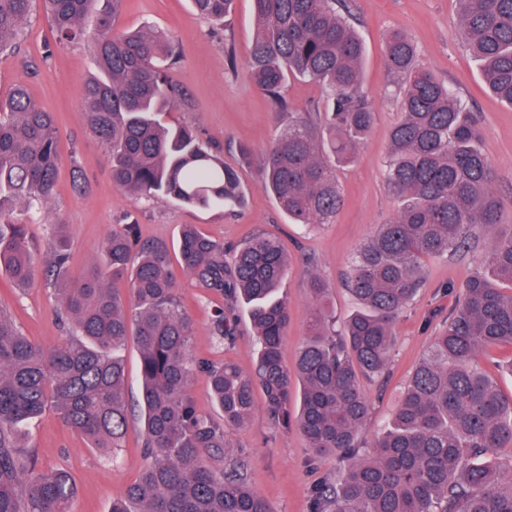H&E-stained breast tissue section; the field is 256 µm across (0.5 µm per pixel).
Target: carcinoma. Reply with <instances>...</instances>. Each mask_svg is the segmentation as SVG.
I'll return each instance as SVG.
<instances>
[{"mask_svg":"<svg viewBox=\"0 0 512 512\" xmlns=\"http://www.w3.org/2000/svg\"><path fill=\"white\" fill-rule=\"evenodd\" d=\"M97 2L41 0L57 44L94 49L99 75L84 86L82 112L107 151L115 188L201 208L242 205L237 171L199 130L162 122L182 96L172 78L174 44L151 26L115 30L121 0L87 29ZM191 2L201 18L222 21L235 0ZM252 2L256 28L246 62L277 124L257 159L259 183L289 223L330 224L343 204L336 171L356 162L376 118L349 0ZM458 2V34L483 84L512 106V0ZM34 3L0 0L1 57L17 48ZM384 55L402 112L386 161L398 208L351 261L344 287L358 309L336 319L331 286L306 268L312 311L290 372L280 353L291 261L278 240L259 233L226 248L185 225L181 270L221 297L211 315L220 344H235L236 310L248 313L257 355L246 372L233 361L195 355L193 322L166 243L143 240L137 225L123 224L102 244L107 274L94 268L71 285L68 235L55 225L45 281L74 333L45 350L0 310V512H72L71 475L38 470L22 442V428L45 410L107 457L122 447L130 410L121 351L130 341L139 354L150 463L111 512H271L228 441L229 431L250 420L259 392L269 420L299 429L314 457L334 453L347 462L336 478L314 486L312 512H512V396L473 366L494 348L512 347V225L501 228L502 202L479 148L478 117L419 64L420 51L405 33H386ZM291 76L322 86V110L291 111L284 94ZM58 136L52 113L24 85L0 96V273L17 288L35 275L29 227L53 201ZM478 230L493 236L484 269L463 285L461 303L408 377L386 430L365 442L371 404L363 381L387 376L394 322L424 286V259L460 253ZM196 373L209 381L215 414L194 403ZM367 447L372 452L361 454Z\"/></svg>","mask_w":512,"mask_h":512,"instance_id":"carcinoma-1","label":"carcinoma"}]
</instances>
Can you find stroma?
<instances>
[{"label":"stroma","mask_w":512,"mask_h":512,"mask_svg":"<svg viewBox=\"0 0 512 512\" xmlns=\"http://www.w3.org/2000/svg\"><path fill=\"white\" fill-rule=\"evenodd\" d=\"M355 27L365 43L364 89L377 117L357 162L339 170L344 205L333 223L308 232L290 224L271 194L260 184L256 167L240 166V146L262 152L276 135L272 107L251 81L246 66L230 69L225 46L233 44L245 57L255 32L252 0H236L230 21L216 25L200 18L190 0H123L115 19L119 29L151 25L172 38L178 64L172 72L183 93L181 105L164 115L165 123L191 124L223 158L239 166L245 191L242 207L221 209L185 207L169 200H137L117 191L104 147L90 134L82 112V93L98 68L94 51L85 44L60 47L44 13H37L14 56L0 60V95L25 83L30 96L53 112L60 131V163L55 198L48 214L30 228L38 272L25 289L12 288L0 276V309L24 334L51 349L66 341L69 331L59 317L58 295L44 282L52 227L65 225L70 241V279L79 281L103 263L102 243L113 228L135 223L142 238L175 244L182 225L193 224L215 241L241 244L259 232L277 237L292 261L284 285L290 322L282 346V362L294 368L305 339L311 299L302 265L313 264L333 286L332 306L337 318L350 316L356 302L343 286L356 248L376 225L396 212L385 179L390 132L400 118L395 98L388 94L390 75L384 65L383 38L401 30L417 43L421 65L448 83L461 104L480 120L483 152L496 173L494 189L503 203L502 221L512 224V106L499 102L484 88L479 66L457 35L456 0H353ZM90 186L86 194L74 187L75 174ZM490 242L479 238L464 253L425 261L426 284L417 299L400 314L395 346L385 384L364 382L371 415L363 430L366 440L388 424L407 377L429 352L443 317L460 300L461 285L482 269ZM178 293L195 322L193 349L199 356L231 358L251 370L255 341L248 318H241L231 349L218 347L210 313L221 299L205 295L185 274L178 277ZM235 454L248 464L251 486L271 512H311V489L344 467L335 454L312 461V451L297 428L282 429L256 406L250 421L229 436ZM24 442L32 447L42 470L61 468L74 478L78 495L72 512H110L113 499L132 483L148 458L139 424H132L117 461L105 459L67 429L48 411L28 424Z\"/></svg>","instance_id":"stroma-1"}]
</instances>
